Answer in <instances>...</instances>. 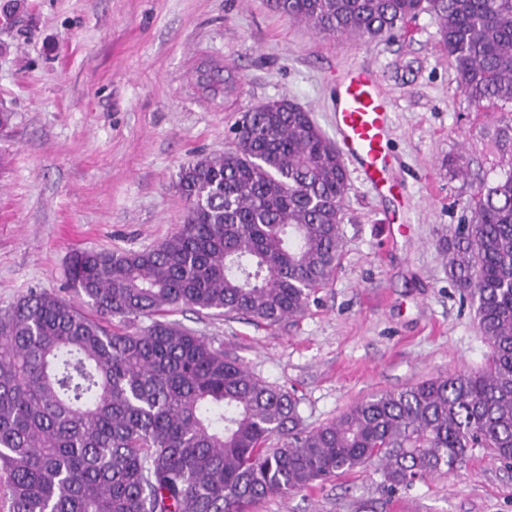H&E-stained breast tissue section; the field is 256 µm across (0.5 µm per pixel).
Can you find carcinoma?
Wrapping results in <instances>:
<instances>
[{
    "mask_svg": "<svg viewBox=\"0 0 512 512\" xmlns=\"http://www.w3.org/2000/svg\"><path fill=\"white\" fill-rule=\"evenodd\" d=\"M271 3L365 40L434 12L458 87L500 109L496 137L512 144V0ZM27 7L0 0V20ZM176 188L185 216L171 237L79 251L78 300L36 289L0 310L9 512H250L357 469L396 491L473 448L512 462V165L480 184L471 220L441 244L476 306L485 365L372 394L312 429L290 391L160 316L186 307L274 327L301 315L340 262L341 153L309 112L268 101L242 115L224 153L183 165ZM141 317L150 324L135 326Z\"/></svg>",
    "mask_w": 512,
    "mask_h": 512,
    "instance_id": "carcinoma-1",
    "label": "carcinoma"
}]
</instances>
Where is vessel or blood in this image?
<instances>
[{"instance_id":"vessel-or-blood-1","label":"vessel or blood","mask_w":512,"mask_h":512,"mask_svg":"<svg viewBox=\"0 0 512 512\" xmlns=\"http://www.w3.org/2000/svg\"><path fill=\"white\" fill-rule=\"evenodd\" d=\"M335 128L343 156L377 190H393L389 140L392 100L374 71L349 70L336 88Z\"/></svg>"}]
</instances>
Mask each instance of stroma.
Segmentation results:
<instances>
[{
    "label": "stroma",
    "instance_id": "stroma-1",
    "mask_svg": "<svg viewBox=\"0 0 512 512\" xmlns=\"http://www.w3.org/2000/svg\"><path fill=\"white\" fill-rule=\"evenodd\" d=\"M29 2L0 28V110L13 114L0 134V309L68 287L76 251L145 250L175 233L181 167L224 153L259 103L288 99L335 138L332 93L360 66L393 100L399 187L377 191L348 167L341 266L328 285L271 328L186 308L166 318L294 391L311 428L367 395L483 366L488 345L439 243L512 156L494 142L497 114L459 89L434 13L364 41L288 20L268 0ZM207 63L232 68L236 90L203 85ZM253 512H512V467L476 448L456 471L392 495L367 470Z\"/></svg>",
    "mask_w": 512,
    "mask_h": 512
}]
</instances>
